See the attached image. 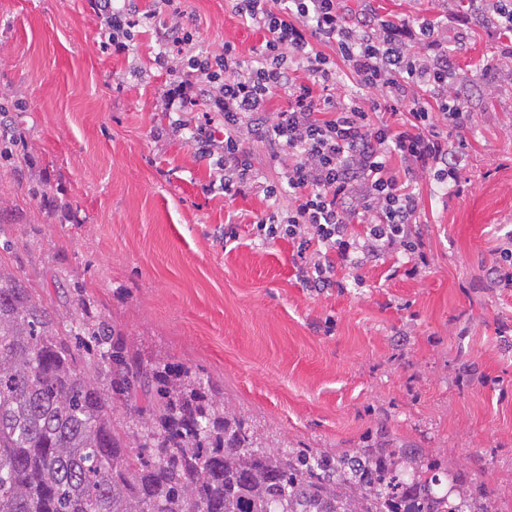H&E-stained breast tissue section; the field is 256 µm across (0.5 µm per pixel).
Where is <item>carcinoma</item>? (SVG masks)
I'll return each mask as SVG.
<instances>
[{"label": "carcinoma", "instance_id": "carcinoma-1", "mask_svg": "<svg viewBox=\"0 0 512 512\" xmlns=\"http://www.w3.org/2000/svg\"><path fill=\"white\" fill-rule=\"evenodd\" d=\"M110 373L144 419L136 445L79 371ZM0 512H489L406 448L326 455L218 408L189 369L147 367L102 324H56L0 269Z\"/></svg>", "mask_w": 512, "mask_h": 512}]
</instances>
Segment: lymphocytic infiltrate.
I'll return each instance as SVG.
<instances>
[{
    "mask_svg": "<svg viewBox=\"0 0 512 512\" xmlns=\"http://www.w3.org/2000/svg\"><path fill=\"white\" fill-rule=\"evenodd\" d=\"M237 14L261 35L252 56L231 42L219 52L193 53L194 35L175 0H158L139 14L134 0L104 4L101 35L112 51H129L131 28L147 17L160 38L155 64L169 78L163 112L173 115L199 158L215 162L212 181L225 198L260 190L269 203L252 235L264 243L285 240L309 288L336 286L344 269L353 287L370 262L401 254L407 276L428 263L417 224L416 185L432 176L441 189L458 181L439 123L467 128V107L456 88L444 44L448 31L428 19L394 21L369 12L349 22L343 0H237ZM331 46L333 55L323 53ZM344 63L358 88L345 89L336 71ZM380 94L401 122L373 119L360 97ZM288 105L270 110L276 94ZM203 104L201 118H185ZM263 143L268 180L250 145Z\"/></svg>",
    "mask_w": 512,
    "mask_h": 512,
    "instance_id": "obj_1",
    "label": "lymphocytic infiltrate"
}]
</instances>
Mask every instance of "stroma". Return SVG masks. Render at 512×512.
I'll list each match as a JSON object with an SVG mask.
<instances>
[{
    "label": "stroma",
    "mask_w": 512,
    "mask_h": 512,
    "mask_svg": "<svg viewBox=\"0 0 512 512\" xmlns=\"http://www.w3.org/2000/svg\"><path fill=\"white\" fill-rule=\"evenodd\" d=\"M384 17L448 28L468 98L444 126L462 192L420 179L429 266L366 268L361 288H305L286 241L254 243L262 195L203 193L207 162L156 137L166 76L100 37L99 0H0V105L22 141L0 157V263L60 324L103 323L143 364L174 363L260 433L333 455L414 448L512 512V291L491 252L512 234V42L458 0H372ZM194 44L260 42L232 0H182Z\"/></svg>",
    "instance_id": "35a3bbf8"
}]
</instances>
